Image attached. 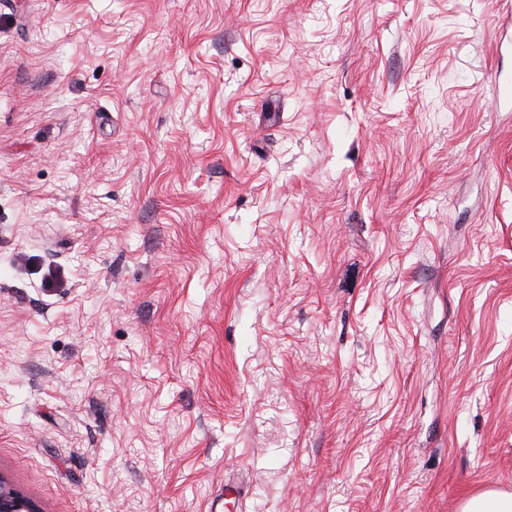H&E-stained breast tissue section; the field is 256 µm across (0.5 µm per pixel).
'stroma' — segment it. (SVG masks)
<instances>
[{"label": "stroma", "mask_w": 512, "mask_h": 512, "mask_svg": "<svg viewBox=\"0 0 512 512\" xmlns=\"http://www.w3.org/2000/svg\"><path fill=\"white\" fill-rule=\"evenodd\" d=\"M508 14L0 0V474L44 512L512 493Z\"/></svg>", "instance_id": "stroma-1"}]
</instances>
